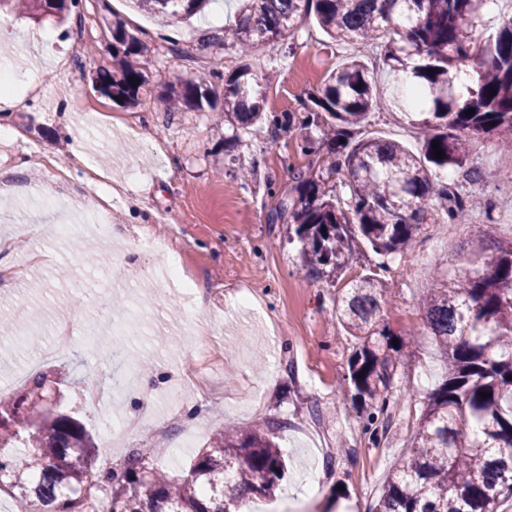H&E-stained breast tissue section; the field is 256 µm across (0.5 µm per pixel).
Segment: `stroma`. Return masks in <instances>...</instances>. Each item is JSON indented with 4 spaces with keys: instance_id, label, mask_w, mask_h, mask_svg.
Here are the masks:
<instances>
[{
    "instance_id": "1",
    "label": "stroma",
    "mask_w": 512,
    "mask_h": 512,
    "mask_svg": "<svg viewBox=\"0 0 512 512\" xmlns=\"http://www.w3.org/2000/svg\"><path fill=\"white\" fill-rule=\"evenodd\" d=\"M119 17L156 50L147 75L163 70L175 81L204 82L239 63L234 48H197L203 30L234 21L232 0H215L208 13L179 26L136 14L127 0H79L64 25L6 14L27 49L17 69L33 79L15 86L25 107L0 101V115L9 116L0 132V165L32 190L0 192V268L36 251L46 260L0 284V312L22 317L0 326V395L17 392L34 373L70 364L74 382L65 403L116 469L128 450L147 448L152 462L174 471L221 428L282 420L278 442L288 477L275 498L250 497L247 512H290L306 500L317 512H370L412 445L427 392L444 373L419 300L434 276L447 274L451 247H469L489 223L497 236L512 237V153L499 150L496 137L474 140L471 161L498 177L462 186L464 223L423 225L412 248L393 261L362 247L337 274L314 275L275 208L292 194L297 169L323 166L324 153H304L302 145L308 139L323 145L326 123L237 135L211 112L166 111L153 83L138 105L112 100L94 77L113 66L111 23ZM78 41L84 49L74 58L70 48ZM355 52L332 41L312 16L294 37L259 47L251 67L267 112L304 113L331 69ZM356 135L418 148L405 119L390 110L371 113ZM76 150L88 166L73 162ZM34 156L41 165H30ZM44 185L64 191L67 220L80 227L75 235L59 236L56 214L38 207ZM146 234L158 250L138 248ZM87 247L105 263H76ZM172 262L185 263L192 290L162 284ZM381 263L384 319L409 339L412 357L399 367L390 410L372 435L339 388L356 341L339 321L336 301L348 281ZM118 315L139 321V335L99 340L97 323ZM65 322L74 337L59 349L53 329ZM211 345L224 358L208 369V385L184 379L186 363ZM89 372L111 384L127 414L139 413L149 398L157 415L195 417L202 427L186 438L146 425L124 450H114L87 403Z\"/></svg>"
}]
</instances>
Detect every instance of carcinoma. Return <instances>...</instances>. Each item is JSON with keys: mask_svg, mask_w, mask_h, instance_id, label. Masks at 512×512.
Masks as SVG:
<instances>
[{"mask_svg": "<svg viewBox=\"0 0 512 512\" xmlns=\"http://www.w3.org/2000/svg\"><path fill=\"white\" fill-rule=\"evenodd\" d=\"M165 24L203 12L210 0H134ZM495 0H243L235 24L212 37L241 53L229 74H212L211 87L166 79L167 111H203L224 98V117L258 134L265 101L249 57L265 43L295 34L315 15L340 45L379 55L389 89L377 87L357 56L336 65L314 94V111L331 119L326 173L294 174L296 195L278 201L277 216L295 225L304 264L317 275L343 268L358 248L382 256L410 248L424 224H459L465 201L441 179L450 170L472 184L491 173L467 164L468 146L493 134L512 150V19L491 29L486 13ZM24 8L30 18L61 22L73 0H0V9ZM398 24V38H389ZM153 49L125 23L112 21L116 68L97 72L99 90L137 104L148 81L143 71ZM471 63L477 80L463 96L455 79ZM414 82L407 84L406 75ZM139 80L132 85L129 79ZM401 106L421 137L415 155L383 137L355 138L369 114ZM472 109L468 117L465 111ZM444 157H434L432 142ZM343 174L347 198L328 187ZM385 304L376 274L346 284L336 311L356 340L340 386L366 413V428L381 424L407 342L382 319ZM421 311L445 362L431 390L414 444L398 459L372 512H498L512 498V238L481 232L477 249L441 286L424 292ZM398 344H393V341ZM68 368L40 373L20 392L0 400V493L17 512H81V493L101 487L107 512H244V496L272 497L286 462L278 423L214 434L180 475L148 463L139 448L120 473L95 468L92 432L62 408ZM488 397H481V393Z\"/></svg>", "mask_w": 512, "mask_h": 512, "instance_id": "1", "label": "carcinoma"}]
</instances>
